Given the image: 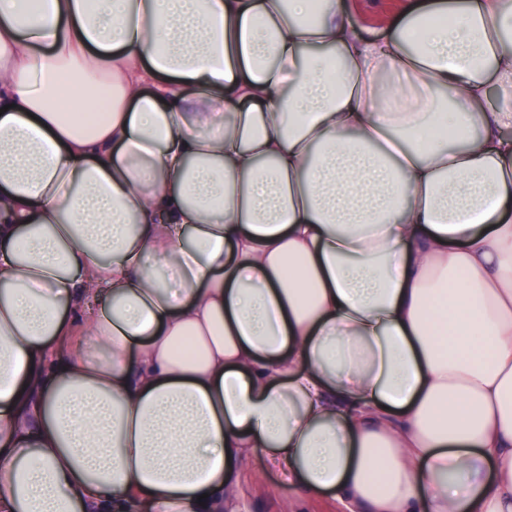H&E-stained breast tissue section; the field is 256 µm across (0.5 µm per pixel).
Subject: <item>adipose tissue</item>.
<instances>
[{
  "label": "adipose tissue",
  "instance_id": "obj_1",
  "mask_svg": "<svg viewBox=\"0 0 512 512\" xmlns=\"http://www.w3.org/2000/svg\"><path fill=\"white\" fill-rule=\"evenodd\" d=\"M0 0V512H512V0ZM348 17L366 33L386 30V21L396 11L401 0H346ZM241 512H343L331 497H300L288 487L281 472L265 471L257 450L249 472L241 481Z\"/></svg>",
  "mask_w": 512,
  "mask_h": 512
}]
</instances>
